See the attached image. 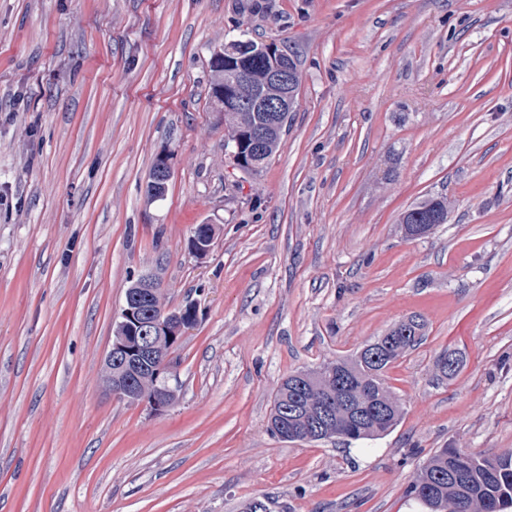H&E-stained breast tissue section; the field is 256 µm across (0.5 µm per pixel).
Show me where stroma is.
Masks as SVG:
<instances>
[{"label":"stroma","mask_w":512,"mask_h":512,"mask_svg":"<svg viewBox=\"0 0 512 512\" xmlns=\"http://www.w3.org/2000/svg\"><path fill=\"white\" fill-rule=\"evenodd\" d=\"M243 35L301 79L253 176L208 96ZM437 196L447 223L407 237ZM142 275L197 308L159 413L104 381ZM411 316L392 432L271 433L285 377ZM445 447L512 454V0H0V512H421ZM153 168L154 166L150 171V175L153 172ZM170 177L171 165L169 162V157L166 155H161L158 157L156 167L154 168V172L149 183V194L155 195L154 201L163 197L161 193H166L167 183ZM410 210H412L413 212H411L408 215H405V213L401 222L402 224H404L403 227L405 229L406 234L408 235H420L415 233L413 226L425 225L427 226L428 230L431 228V226H434L433 224L415 223L420 221H416L413 218L414 213L420 214L422 216H434L436 219V223L434 224H444L448 220V201L444 197L428 198Z\"/></svg>","instance_id":"stroma-1"}]
</instances>
